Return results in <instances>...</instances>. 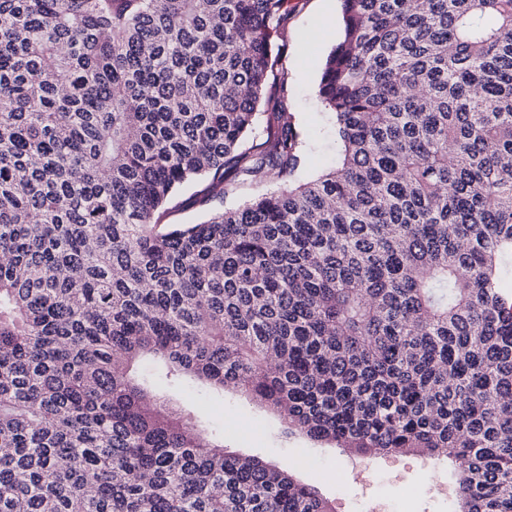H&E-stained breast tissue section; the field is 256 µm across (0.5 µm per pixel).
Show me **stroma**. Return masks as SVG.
<instances>
[{
  "instance_id": "stroma-1",
  "label": "stroma",
  "mask_w": 512,
  "mask_h": 512,
  "mask_svg": "<svg viewBox=\"0 0 512 512\" xmlns=\"http://www.w3.org/2000/svg\"><path fill=\"white\" fill-rule=\"evenodd\" d=\"M279 39L288 73L286 110L307 140L299 179L334 166L339 143L331 114L318 95L321 65L341 34L340 0H291ZM192 404L204 426L222 431L227 452L259 456L289 468L334 499L336 512H450L455 477L447 461L419 454L369 460L343 449L286 435L277 416L233 390L214 391L183 380L170 391Z\"/></svg>"
}]
</instances>
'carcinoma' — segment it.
<instances>
[{"label":"carcinoma","instance_id":"obj_1","mask_svg":"<svg viewBox=\"0 0 512 512\" xmlns=\"http://www.w3.org/2000/svg\"><path fill=\"white\" fill-rule=\"evenodd\" d=\"M289 12L0 0V512H335L173 406L184 377L512 512V0H343L341 156L304 182ZM257 176L286 187L219 207ZM190 183L218 207L160 223Z\"/></svg>","mask_w":512,"mask_h":512}]
</instances>
